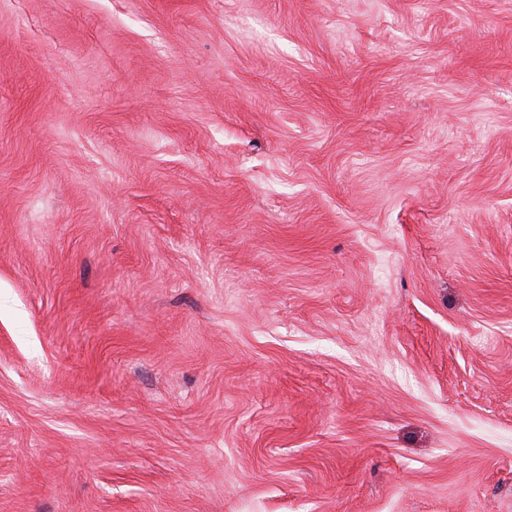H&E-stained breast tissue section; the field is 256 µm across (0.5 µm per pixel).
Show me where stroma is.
<instances>
[{
    "label": "stroma",
    "instance_id": "stroma-1",
    "mask_svg": "<svg viewBox=\"0 0 512 512\" xmlns=\"http://www.w3.org/2000/svg\"><path fill=\"white\" fill-rule=\"evenodd\" d=\"M0 512H512V0H0Z\"/></svg>",
    "mask_w": 512,
    "mask_h": 512
}]
</instances>
